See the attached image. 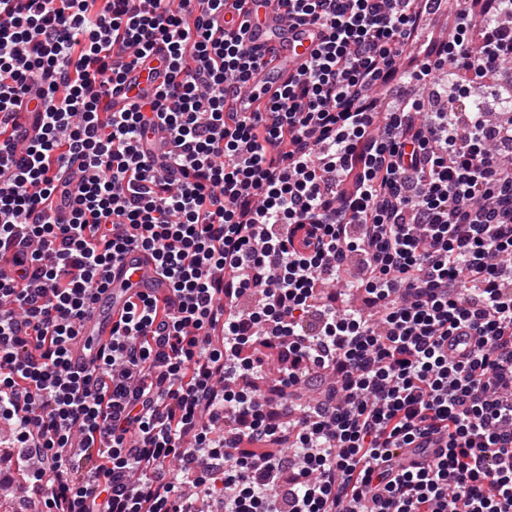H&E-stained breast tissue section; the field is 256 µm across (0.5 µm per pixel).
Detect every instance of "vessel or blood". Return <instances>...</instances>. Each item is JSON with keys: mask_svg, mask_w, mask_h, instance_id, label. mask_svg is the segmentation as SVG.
Instances as JSON below:
<instances>
[{"mask_svg": "<svg viewBox=\"0 0 512 512\" xmlns=\"http://www.w3.org/2000/svg\"><path fill=\"white\" fill-rule=\"evenodd\" d=\"M218 21L226 29L243 30L246 42L263 54L262 63L250 78V93L236 98V111L248 109L250 97H270L289 76L297 74L312 52L325 40L327 31L318 24H297L288 20L276 0H248L245 11H237L235 0H226ZM170 78L165 49H156L134 68L123 82L112 88V109L122 111L131 96H151ZM106 289L92 310L78 323V337L70 349L74 366L89 365L112 338V326L123 314L129 300L140 293L168 297L169 285L151 256L134 250L112 264L106 272Z\"/></svg>", "mask_w": 512, "mask_h": 512, "instance_id": "vessel-or-blood-1", "label": "vessel or blood"}]
</instances>
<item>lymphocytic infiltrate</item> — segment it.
Here are the masks:
<instances>
[{
  "instance_id": "obj_1",
  "label": "lymphocytic infiltrate",
  "mask_w": 512,
  "mask_h": 512,
  "mask_svg": "<svg viewBox=\"0 0 512 512\" xmlns=\"http://www.w3.org/2000/svg\"><path fill=\"white\" fill-rule=\"evenodd\" d=\"M279 2L328 36L247 114L226 100L261 55L224 0H0L5 479L44 512H192L189 485L222 512H512V0H463L430 38L436 0ZM160 44L169 84L113 111ZM436 71V103L402 94ZM131 250L172 295L73 367ZM354 252L361 306L324 304ZM284 433L291 453L243 447Z\"/></svg>"
}]
</instances>
